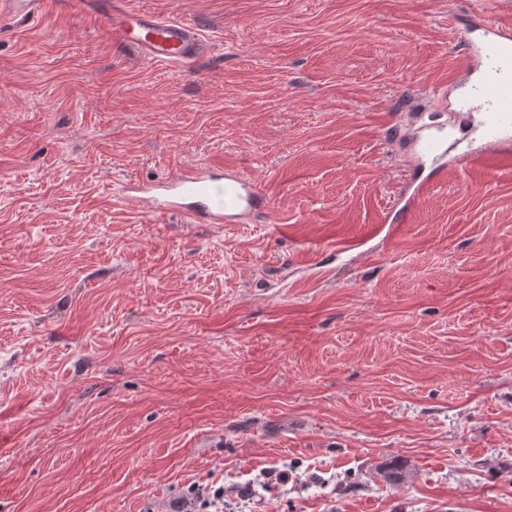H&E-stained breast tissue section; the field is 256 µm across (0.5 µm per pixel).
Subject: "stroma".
Here are the masks:
<instances>
[{"instance_id": "35a3bbf8", "label": "stroma", "mask_w": 512, "mask_h": 512, "mask_svg": "<svg viewBox=\"0 0 512 512\" xmlns=\"http://www.w3.org/2000/svg\"><path fill=\"white\" fill-rule=\"evenodd\" d=\"M129 2L196 23L205 64L0 28V512H190L216 480L224 512H512V169L379 221L396 126L463 121L430 97L460 15L512 0ZM219 157L270 223L116 193Z\"/></svg>"}]
</instances>
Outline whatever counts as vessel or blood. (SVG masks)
Here are the masks:
<instances>
[{"label":"vessel or blood","mask_w":512,"mask_h":512,"mask_svg":"<svg viewBox=\"0 0 512 512\" xmlns=\"http://www.w3.org/2000/svg\"><path fill=\"white\" fill-rule=\"evenodd\" d=\"M46 14L93 17L114 40L155 63L188 65L208 53V44L193 23L133 9L127 0H0V26ZM459 29V71L472 85L458 107L475 117V129L486 146L460 151L456 159L477 168L511 167L512 21L474 14L461 18ZM411 147L424 170L423 176L412 179L414 193L420 196L448 164V132L427 128L413 138ZM122 192L158 220L180 216L194 224H249L257 219L266 223L272 211L270 196L251 177L221 164L188 168L151 185L130 180ZM218 193L224 196L220 206L212 202Z\"/></svg>","instance_id":"1"}]
</instances>
